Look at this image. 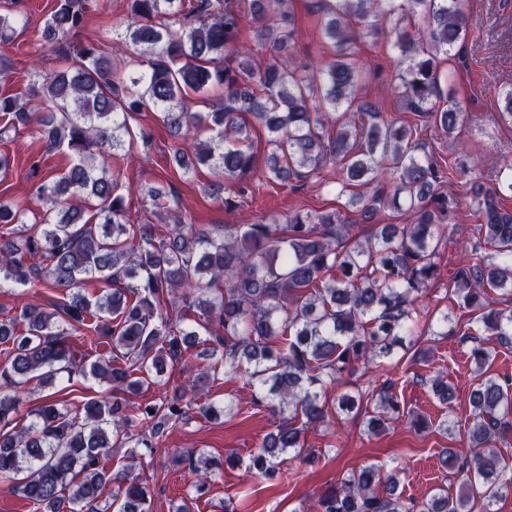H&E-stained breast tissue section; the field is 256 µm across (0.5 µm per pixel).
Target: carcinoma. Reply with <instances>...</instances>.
<instances>
[{"label":"carcinoma","mask_w":512,"mask_h":512,"mask_svg":"<svg viewBox=\"0 0 512 512\" xmlns=\"http://www.w3.org/2000/svg\"><path fill=\"white\" fill-rule=\"evenodd\" d=\"M287 0H250L257 40L271 61L255 68L237 43L246 14L236 0H128L124 40L135 47L134 69L117 67L100 43L75 39L93 0H56L41 38L51 44L61 67L34 91L32 111L19 97L0 93V134L40 127L46 149L65 159L61 171L40 177L42 157L31 159L39 177L33 214L35 230L0 233V283L40 284L65 295L49 306L25 303L18 314L0 319V478H18L16 490L37 512H151L153 489L147 475L127 468L106 469L112 448L154 451L166 430L197 406L215 412L210 400L217 366L196 374L193 399L160 398L131 404L133 392L204 344L208 359L221 353L224 372L256 385L253 404L286 407L249 467L269 481L285 477L283 463L318 456L303 448L304 427L327 422L321 392L350 372L352 363L388 358L404 336L431 331L416 303L438 273L442 233L453 224L458 197L452 193L450 160L422 151L429 124L453 133L463 114L440 65L456 56L469 34L463 0H315L318 16L336 58L317 66L293 65L296 44ZM421 17L427 27L413 35L408 23ZM179 23L172 28L170 20ZM393 38L399 53L395 91L417 122L396 126L370 108L355 106L361 61L352 51L358 33ZM203 98L206 112H190L186 101ZM149 110L175 137L187 131L208 135L196 154L172 153L175 167H205L224 178L235 193L247 190L255 173L254 141L239 120L251 114L268 131L269 155L261 177L282 185L304 181L336 166L339 193L354 185L352 200L369 223L382 209L412 213L409 224H377L358 239L336 212H296L281 224H238L216 233L208 228L162 231L134 224L117 180L97 172L90 159L133 144L130 122ZM469 205L481 223L478 241H466L449 292L472 309L477 328L469 333V358L477 371L492 352L481 340L512 342V306L492 307L490 294L512 299V163L486 186L470 179ZM27 209L0 201V224H23ZM98 290L86 291L87 281ZM181 291L179 306L164 307ZM205 337H200L199 330ZM86 330L104 340L108 356L92 363L69 341ZM92 376L109 386L112 399L91 398L83 411L45 396L21 423L23 385L38 379L53 386L62 376ZM442 403L454 388L430 379ZM395 381L369 382L358 395L344 394L338 408H363L372 433L402 417ZM373 409H368V405ZM473 422L467 447L448 450L441 466L464 478L454 498L433 496L411 506L399 483L366 466L329 485L309 505L312 512H470L475 496L485 512L512 493V464L502 461L496 437L512 432V379L488 377L471 393ZM179 461L196 475L202 494L212 464L188 452ZM113 486L112 502L102 498Z\"/></svg>","instance_id":"carcinoma-1"}]
</instances>
